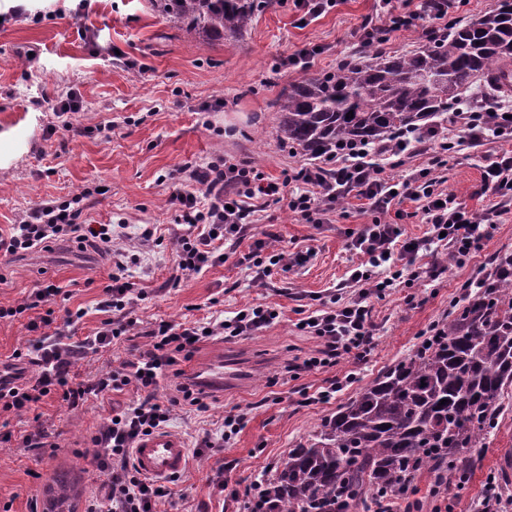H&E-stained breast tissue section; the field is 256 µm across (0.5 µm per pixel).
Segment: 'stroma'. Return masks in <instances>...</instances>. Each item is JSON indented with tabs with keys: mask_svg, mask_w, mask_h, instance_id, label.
<instances>
[{
	"mask_svg": "<svg viewBox=\"0 0 512 512\" xmlns=\"http://www.w3.org/2000/svg\"><path fill=\"white\" fill-rule=\"evenodd\" d=\"M378 13V0H338L328 13L303 25L292 0H271L241 36L212 42L173 27L152 10L150 0H26L20 11L0 0V132L10 134L0 144L10 157L0 167V229H9L36 203L82 194L93 223L122 224L132 236L144 224L157 229V239L141 244V264L132 270L146 293L134 306L141 327L161 319H227L255 304L280 313L258 335L214 336L199 344L189 372L205 370L231 352L250 365L249 380L239 389L204 391L207 412L174 413L166 429L185 441L189 460L157 512H248L244 490L267 479L269 462L284 459L340 404L415 349L432 322L448 320L460 283L477 269L491 270L498 255L512 252L511 205L465 264L450 266L437 280L420 278L385 297L369 298L377 344L365 360L344 358L288 383L280 380L285 365L308 357L316 346L298 331L299 320L329 303L359 261L347 244L351 233L374 217L362 201L350 200L321 224L295 216L284 197L257 212L238 253H248L265 232L277 235L278 247L285 250L314 251L306 265L279 271L268 286H256L250 270L231 259L173 286L176 245L170 233L177 212L169 201L168 174L221 156L230 164L254 162L265 178L286 180L306 157L277 131L273 102L299 78L284 70L283 58L316 45L322 52L314 72L335 69L339 60L362 52L358 29ZM71 90L83 102L76 122L108 126L107 134L72 136L56 111L30 104L32 98ZM503 148V142L489 141L447 154L436 171L443 188L474 212L496 205V198L477 190L487 158ZM111 270L108 256L58 242L50 250L0 264V305L14 304L37 283L53 282L65 293L56 315L68 308L86 311L73 330L78 341L95 334L106 318L97 303ZM409 294L416 308L405 307ZM348 372L356 379L335 400L300 405L299 389ZM136 397L129 388L112 394L106 405L92 400L73 410L53 399L40 404L34 416H0L14 436L0 446V512H38L48 486L61 475L70 486L68 512H87L102 480L83 456L85 441L106 422L111 407ZM231 412L247 415L234 441L197 453L196 444L219 432ZM36 424L56 443L54 453L39 457L18 446L17 436ZM219 471L229 486L224 493L211 482ZM490 475L503 494H512V396L506 397L469 480L449 482L448 512H473Z\"/></svg>",
	"mask_w": 512,
	"mask_h": 512,
	"instance_id": "35a3bbf8",
	"label": "stroma"
}]
</instances>
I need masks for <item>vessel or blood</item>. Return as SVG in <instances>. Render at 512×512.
Returning a JSON list of instances; mask_svg holds the SVG:
<instances>
[{"instance_id":"obj_1","label":"vessel or blood","mask_w":512,"mask_h":512,"mask_svg":"<svg viewBox=\"0 0 512 512\" xmlns=\"http://www.w3.org/2000/svg\"><path fill=\"white\" fill-rule=\"evenodd\" d=\"M249 372L239 358L225 356L223 363L214 366L202 379L213 388L234 389L246 384ZM188 449L181 437L156 432L141 439L134 450V462L145 475L166 478L179 474L187 462Z\"/></svg>"}]
</instances>
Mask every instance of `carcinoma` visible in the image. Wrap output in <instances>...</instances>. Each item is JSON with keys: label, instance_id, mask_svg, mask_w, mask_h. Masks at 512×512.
<instances>
[{"label": "carcinoma", "instance_id": "cac0c4a2", "mask_svg": "<svg viewBox=\"0 0 512 512\" xmlns=\"http://www.w3.org/2000/svg\"><path fill=\"white\" fill-rule=\"evenodd\" d=\"M154 10L209 40L235 38L259 0H151ZM512 71V0L426 40L407 54L366 52L356 63L308 74L277 100L278 132L316 156L338 141L375 142L439 112L481 75ZM512 388V282L494 275L444 326L386 369L288 450L264 482L271 512H336L377 502L427 471L461 475L475 464ZM446 404H440L441 400Z\"/></svg>", "mask_w": 512, "mask_h": 512}]
</instances>
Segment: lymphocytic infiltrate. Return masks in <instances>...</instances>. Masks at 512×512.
<instances>
[{"instance_id":"obj_1","label":"lymphocytic infiltrate","mask_w":512,"mask_h":512,"mask_svg":"<svg viewBox=\"0 0 512 512\" xmlns=\"http://www.w3.org/2000/svg\"><path fill=\"white\" fill-rule=\"evenodd\" d=\"M380 9L381 22L368 18L360 27L364 46L383 45L398 32L443 36L459 21L456 0H422L416 9L411 0H380ZM450 123L459 131L458 141L440 137L434 126L403 128L372 145L338 144L294 170L291 180L297 189L288 208L302 220L321 223L323 216L350 197L366 201L375 218L349 242L361 262L345 282L350 289L348 298L334 306L320 305L299 321V330L315 339L316 348L309 357L286 366L290 379L336 366L346 356L365 359L375 346L368 296L386 295L421 277L438 279L448 264H462L487 238L496 210H467L454 195L439 190L435 169L444 154L457 145L478 147L489 140L512 141V104L488 93L470 95L452 108ZM423 145L429 150L427 167L399 180L387 174L386 159L408 155ZM282 191L280 183L266 180L247 161L229 164L218 158L189 170L187 183H175L170 198L178 210L172 235L182 276L194 277L222 262L219 243L238 242L254 222L258 201L279 199ZM480 191L512 198V149L496 154L484 165ZM407 200L418 205L421 221L427 226L424 237L404 238L399 225L386 219L393 206ZM82 213V207L67 201L42 202L22 214L8 234L0 233V257L47 250L63 239L77 243L80 249L117 257L99 303L109 318L94 335L79 342H68L67 330L84 312L69 310L63 319H56L53 306L62 289L55 284L34 287L16 304L0 306V320L27 317L26 328L32 338L26 350L14 351L13 357L37 368L36 375L28 379L18 370L0 376V414H28L55 397L76 409L90 399L102 400L109 393L134 389L137 399L113 410L90 436L84 451L105 475L107 485L105 504H91L88 512H147L167 491L141 474L133 450L142 437L163 429L176 410L192 407L205 411L202 397L193 383L186 381L183 368L191 361L197 340L209 334L253 336L273 324L278 313L267 306L249 305L238 316L204 324L162 320L146 331L147 341L134 358L93 379H80L76 367L82 360L108 349L116 339L136 335L139 323L133 305L144 293L137 288L130 269L139 262L138 242L150 240L154 234L152 228H143L137 243L127 245L111 225L86 223ZM437 243L446 247L447 263L418 265L419 253ZM241 261L251 270L254 283L263 287L277 269L292 268L302 257L259 240ZM168 376L176 380L174 390L166 400H158L156 391Z\"/></svg>"}]
</instances>
